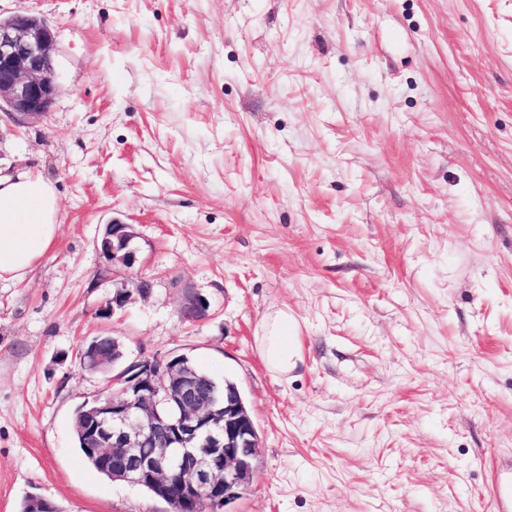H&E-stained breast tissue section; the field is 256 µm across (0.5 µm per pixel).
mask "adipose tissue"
I'll return each mask as SVG.
<instances>
[{"label": "adipose tissue", "instance_id": "ef3b65f1", "mask_svg": "<svg viewBox=\"0 0 512 512\" xmlns=\"http://www.w3.org/2000/svg\"><path fill=\"white\" fill-rule=\"evenodd\" d=\"M58 199L41 175L0 178V280H24L59 236ZM260 351L268 366L285 375L299 359L298 328L287 312L268 316L259 328Z\"/></svg>", "mask_w": 512, "mask_h": 512}]
</instances>
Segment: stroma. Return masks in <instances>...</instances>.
I'll return each instance as SVG.
<instances>
[{
	"label": "stroma",
	"mask_w": 512,
	"mask_h": 512,
	"mask_svg": "<svg viewBox=\"0 0 512 512\" xmlns=\"http://www.w3.org/2000/svg\"><path fill=\"white\" fill-rule=\"evenodd\" d=\"M56 35L59 95L0 133L57 244L0 281V512H170L83 462L73 411L127 360L233 379L260 437L230 512H498L512 471V0H0ZM133 225L107 272L106 224ZM151 280L107 317L128 275ZM205 318L184 321L187 294ZM301 359L268 369L269 314ZM137 233L134 226L119 220L106 225L105 233L98 242V249L112 268L131 269L137 262L135 246ZM298 328L288 312L268 316L256 336L260 351L268 366L276 373L287 375L299 360Z\"/></svg>",
	"instance_id": "obj_1"
}]
</instances>
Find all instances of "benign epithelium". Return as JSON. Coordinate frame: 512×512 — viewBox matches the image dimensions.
<instances>
[{"label":"benign epithelium","mask_w":512,"mask_h":512,"mask_svg":"<svg viewBox=\"0 0 512 512\" xmlns=\"http://www.w3.org/2000/svg\"><path fill=\"white\" fill-rule=\"evenodd\" d=\"M59 93L55 36L33 15L0 19V112L15 124L41 119ZM134 225H106L98 249L114 268L137 262ZM152 283L128 278L102 308L107 314L135 295L146 298ZM209 305L190 294L180 315L196 322ZM109 375L93 398V420L84 428L86 446L107 460L112 480L149 485L165 498L177 497L184 512H220L250 482L259 455L256 426L238 389L219 390L179 356H142L124 363L123 345L112 338L104 354L99 337L82 347L80 362Z\"/></svg>","instance_id":"1"}]
</instances>
